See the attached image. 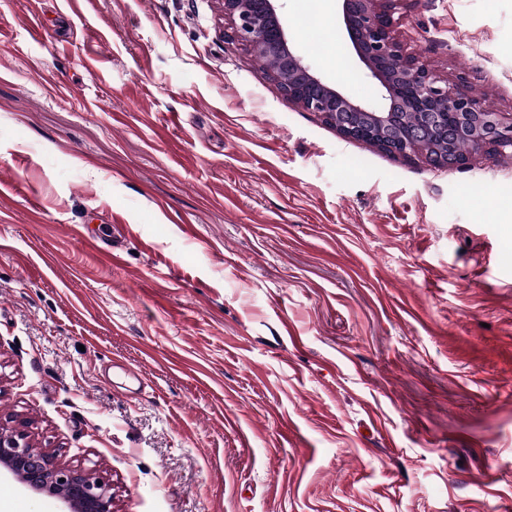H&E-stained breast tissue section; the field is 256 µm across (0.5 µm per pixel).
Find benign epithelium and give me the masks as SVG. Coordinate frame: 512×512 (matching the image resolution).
Masks as SVG:
<instances>
[{
    "mask_svg": "<svg viewBox=\"0 0 512 512\" xmlns=\"http://www.w3.org/2000/svg\"><path fill=\"white\" fill-rule=\"evenodd\" d=\"M277 0H223L233 37L255 57L270 64L276 90L317 112L348 139L378 137L396 155L419 152L415 139L432 132L440 117L452 122L457 137L478 151L512 150V113L483 107L472 94L451 83L407 51L393 31L404 0H339L343 24L359 59L388 94L378 109L354 104L303 62L290 46ZM401 112H414L419 127L393 135ZM21 428L0 426V470L37 493L57 497L67 512H112L109 481L92 472L65 467L54 454L36 451Z\"/></svg>",
    "mask_w": 512,
    "mask_h": 512,
    "instance_id": "1",
    "label": "benign epithelium"
}]
</instances>
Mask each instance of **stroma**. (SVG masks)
Segmentation results:
<instances>
[{
	"label": "stroma",
	"mask_w": 512,
	"mask_h": 512,
	"mask_svg": "<svg viewBox=\"0 0 512 512\" xmlns=\"http://www.w3.org/2000/svg\"><path fill=\"white\" fill-rule=\"evenodd\" d=\"M277 7L384 106L336 0ZM395 32L512 113V0ZM231 34L221 0H0V425L112 512H512V158L344 138Z\"/></svg>",
	"instance_id": "35a3bbf8"
}]
</instances>
